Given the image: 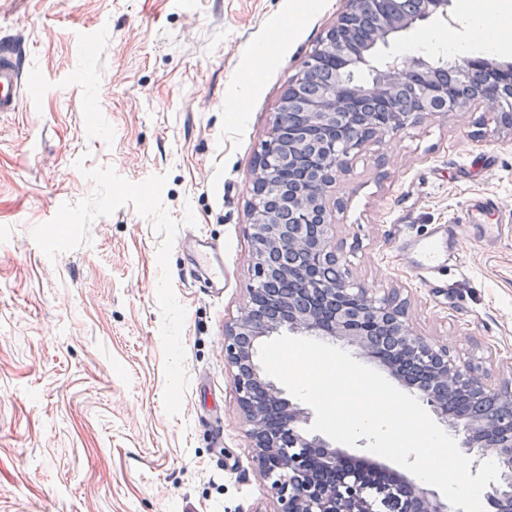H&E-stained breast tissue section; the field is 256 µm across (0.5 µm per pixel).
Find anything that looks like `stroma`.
Instances as JSON below:
<instances>
[{
    "mask_svg": "<svg viewBox=\"0 0 512 512\" xmlns=\"http://www.w3.org/2000/svg\"><path fill=\"white\" fill-rule=\"evenodd\" d=\"M343 5L0 0V36L23 38L37 88L0 113V512H276L224 327L253 284L255 157ZM447 34L470 40L460 0L375 59ZM242 91L237 118L224 104ZM484 197L499 237L466 236L443 287H425L402 240L463 223ZM333 222L349 281L397 296L416 334L512 388V130L495 113L371 142L336 185ZM190 235L223 246L222 292L190 277Z\"/></svg>",
    "mask_w": 512,
    "mask_h": 512,
    "instance_id": "obj_1",
    "label": "stroma"
}]
</instances>
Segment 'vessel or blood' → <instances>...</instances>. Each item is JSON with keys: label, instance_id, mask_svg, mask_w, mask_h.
Wrapping results in <instances>:
<instances>
[{"label": "vessel or blood", "instance_id": "b4317fda", "mask_svg": "<svg viewBox=\"0 0 512 512\" xmlns=\"http://www.w3.org/2000/svg\"><path fill=\"white\" fill-rule=\"evenodd\" d=\"M28 91V74L19 45L0 39V112H18L23 108ZM492 199L477 201L471 207V224L480 226L482 239L491 242L500 234L496 224L485 223V216L498 213ZM465 233L460 225L439 227L430 236L407 239L402 247L419 279L428 287L442 285L441 273L445 266L456 259ZM189 264L209 288L224 286V251L213 244L197 239L186 244Z\"/></svg>", "mask_w": 512, "mask_h": 512}]
</instances>
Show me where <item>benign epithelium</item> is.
<instances>
[{
  "label": "benign epithelium",
  "mask_w": 512,
  "mask_h": 512,
  "mask_svg": "<svg viewBox=\"0 0 512 512\" xmlns=\"http://www.w3.org/2000/svg\"><path fill=\"white\" fill-rule=\"evenodd\" d=\"M392 9L377 16L373 46H386L393 36L431 17L448 18L450 0H390ZM377 0H344L336 21L318 48L288 81L267 139L273 162L254 165L247 214L254 255V287L274 275L289 274L293 261H303L308 288L294 303L279 288L266 289L267 311L260 315L247 301L238 318L224 327V357L233 370L237 400L250 426L258 470L276 494L278 512H463L435 491L404 477L388 484L370 482L362 471L345 465L347 455L322 436L302 427L303 412L259 373L256 342L280 328L348 339L385 365L440 420L463 435L460 447L480 466L487 452L507 466L486 487L485 498L496 512H512V432H499L502 412L490 408L476 414L448 416L444 397L465 392L479 405L502 392L489 387L473 369L459 365L448 346H435L414 333L406 310L395 297H379L346 279L323 275L343 267L333 242L332 192L348 163L366 145L413 124L420 116L463 111L483 104L512 128V63L461 57L452 62L420 56H389L381 66L356 52L343 34L375 12ZM330 53L343 66L336 83L315 87L320 55ZM363 65L371 81L358 83L354 68ZM279 207L292 213L282 224L277 212L263 209L267 190ZM273 404L280 425L271 430L264 407ZM317 457L322 469L312 470Z\"/></svg>",
  "instance_id": "7a95c632"
}]
</instances>
